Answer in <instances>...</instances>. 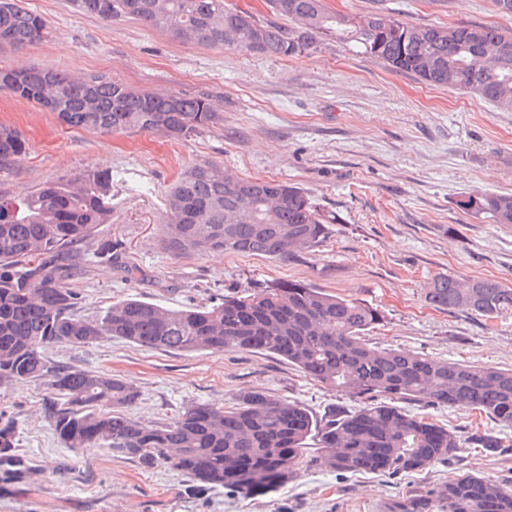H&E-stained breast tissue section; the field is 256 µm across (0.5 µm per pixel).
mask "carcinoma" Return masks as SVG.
<instances>
[{"label": "carcinoma", "mask_w": 512, "mask_h": 512, "mask_svg": "<svg viewBox=\"0 0 512 512\" xmlns=\"http://www.w3.org/2000/svg\"><path fill=\"white\" fill-rule=\"evenodd\" d=\"M107 23L149 19L148 26L209 48L293 57L320 36L353 46L390 70L430 86L465 89L500 110H512V32L497 26L416 25L382 11L331 12L323 0H269L289 25L260 22L225 0H74ZM48 35L47 20L22 0H0V45L24 50ZM0 90L57 114L70 127L147 132L187 140L224 123L207 94L138 91L104 76L76 79L65 70L30 65L0 68ZM25 155L17 133L0 126V169ZM457 206L491 224H512V194L467 193ZM160 225L163 248L198 254L263 256L287 261L318 246L339 218L301 188L241 178L203 162L182 172L167 194ZM112 223V176L86 169L48 179L32 192L0 196V384L46 380L43 413L74 450L109 448L144 469L170 465L200 490L233 488L243 495L274 492L302 468L391 476L456 459L466 448L504 449L476 430L460 436L402 401L479 410L512 426V368L436 359L382 348L368 339L380 311L357 299L303 283L272 284L188 308L125 297L99 315L80 314L70 287L85 249ZM425 301L493 319L512 311V288L491 279L435 275ZM125 340L181 352L258 351L304 376L358 400L327 408L317 419L304 406L250 391L232 404L191 402L169 423L144 425L125 409L138 393L122 379L51 364L43 352L85 339ZM316 442L318 451L305 454ZM34 470L13 445V420L0 426V492ZM384 512H512V490L473 473L457 474Z\"/></svg>", "instance_id": "carcinoma-1"}]
</instances>
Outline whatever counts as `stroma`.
I'll list each match as a JSON object with an SVG mask.
<instances>
[{
	"instance_id": "35a3bbf8",
	"label": "stroma",
	"mask_w": 512,
	"mask_h": 512,
	"mask_svg": "<svg viewBox=\"0 0 512 512\" xmlns=\"http://www.w3.org/2000/svg\"><path fill=\"white\" fill-rule=\"evenodd\" d=\"M348 14L382 10L418 25H501L512 17L493 0H326ZM49 22L26 53L0 46V67L44 65L103 75L133 89L212 96L224 124L186 141L134 132L104 136L63 125L50 112L0 90V124L25 144L20 165L0 171V195H22L49 178L88 168L112 175V222L104 236L119 257L87 263L71 282L92 317L122 297L169 308L216 301L267 282H300L371 304L382 321L370 339L477 366L512 368V312L486 319L435 309L423 290L439 273L488 278L512 287V224L461 211V195L512 194V111L461 90L429 86L390 71L335 38L283 59L205 48L126 19L78 12L71 0H25ZM204 161L248 179L302 188L339 217L327 240L286 261L208 254L177 258L159 243L166 195L186 168ZM61 366L119 376L138 393L130 415L171 421L186 404L230 403L258 390L315 415L354 401L272 356L163 352L122 339L48 348ZM42 383L0 385V413L14 421L17 448L38 470L0 493V512H381L461 472L512 486V449H466L461 457L397 476L300 469L277 492L194 491L169 466L142 468L107 448H67L42 414ZM417 411V404H409ZM458 435L488 430L512 446V427L478 412L422 408ZM67 461L68 476L50 474Z\"/></svg>"
}]
</instances>
